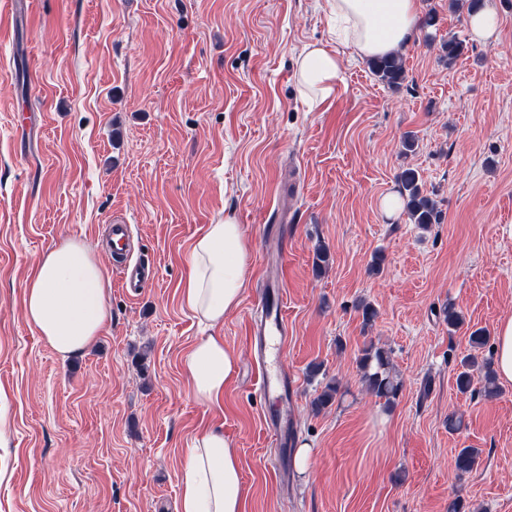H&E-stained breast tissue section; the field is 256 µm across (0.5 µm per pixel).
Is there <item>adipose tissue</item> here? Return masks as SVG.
<instances>
[{
	"label": "adipose tissue",
	"instance_id": "ef3b65f1",
	"mask_svg": "<svg viewBox=\"0 0 512 512\" xmlns=\"http://www.w3.org/2000/svg\"><path fill=\"white\" fill-rule=\"evenodd\" d=\"M334 36L356 54L372 59L406 50L417 34L419 0H332ZM296 78L310 107L335 96L341 76L338 53L319 43L296 59ZM187 275L179 289L182 309L208 326L222 324L240 303L248 272V248L233 217L209 224L191 241ZM110 286L94 250L66 240L44 253L24 287L26 322L61 358L79 354L110 321ZM237 364L223 337L205 336L182 355L180 365L195 399L218 406ZM179 512H243L241 468L224 429L211 426L193 438L182 456Z\"/></svg>",
	"mask_w": 512,
	"mask_h": 512
}]
</instances>
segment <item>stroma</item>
<instances>
[{
    "instance_id": "1",
    "label": "stroma",
    "mask_w": 512,
    "mask_h": 512,
    "mask_svg": "<svg viewBox=\"0 0 512 512\" xmlns=\"http://www.w3.org/2000/svg\"><path fill=\"white\" fill-rule=\"evenodd\" d=\"M419 2L437 24L403 51L400 87L343 46L342 82L314 110L295 59L329 43L331 0H35L18 12L0 34V512H177L183 450L211 425L238 453L243 512H512V384L456 387L471 332L495 336L512 318V0H492L500 34L485 45L466 9ZM452 36L464 51L450 64L440 45ZM408 167L440 212L425 230L380 209ZM227 216L249 275L212 330L179 288L190 241ZM117 219L156 270L137 298L106 246ZM69 238L96 250L112 318L64 360L26 322L23 292ZM269 263L283 268L281 365L296 382L283 466L247 341ZM212 332L239 356L220 408L195 400L180 367ZM370 346L390 356L392 400L361 381ZM330 382L335 400L314 410ZM463 448L478 456L462 474Z\"/></svg>"
}]
</instances>
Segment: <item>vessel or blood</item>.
Listing matches in <instances>:
<instances>
[{"mask_svg": "<svg viewBox=\"0 0 512 512\" xmlns=\"http://www.w3.org/2000/svg\"><path fill=\"white\" fill-rule=\"evenodd\" d=\"M107 245L116 258L123 288L130 296H141L152 273L141 264L126 260L130 247V226L117 220L109 226ZM249 344L261 366L259 396L264 400H288L295 392V380L280 366L288 345V320L285 316L283 293L279 282H267L266 292L257 305V314L249 325Z\"/></svg>", "mask_w": 512, "mask_h": 512, "instance_id": "obj_1", "label": "vessel or blood"}]
</instances>
